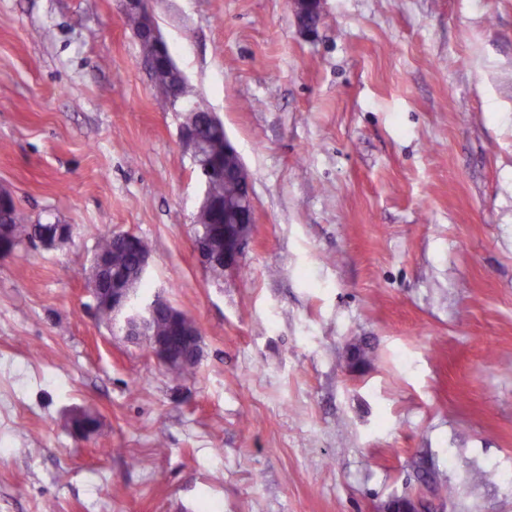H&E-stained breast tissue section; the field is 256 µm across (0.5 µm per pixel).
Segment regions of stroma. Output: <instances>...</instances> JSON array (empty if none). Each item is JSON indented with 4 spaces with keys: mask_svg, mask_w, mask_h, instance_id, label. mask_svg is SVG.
<instances>
[{
    "mask_svg": "<svg viewBox=\"0 0 512 512\" xmlns=\"http://www.w3.org/2000/svg\"><path fill=\"white\" fill-rule=\"evenodd\" d=\"M257 201L238 270L119 0H0V512H512V0H154ZM193 316L174 378L96 316L98 238ZM76 408L98 430L77 440ZM111 456H103V449ZM294 10L299 16L305 33H312L320 24L322 0H294ZM12 203H15L12 194L9 191L0 188V209L1 207L4 209L8 208ZM28 223V216H26L25 213L19 207H17L16 204H13L9 209L3 211L1 210L0 226L2 224L22 225ZM39 225L29 224L22 238L51 248L68 241L73 233V227L70 224H55L51 229H45ZM117 244L130 247L136 253L139 263V277L143 279L150 265L151 252L148 245L139 237L130 233H107L102 235L97 243V252L94 253L89 267L90 277L87 278L89 287L97 300L104 299L102 288H100L102 275L109 268V260L101 252L108 255L112 263L131 273L135 266V255ZM101 251V252H100Z\"/></svg>",
    "mask_w": 512,
    "mask_h": 512,
    "instance_id": "35a3bbf8",
    "label": "stroma"
}]
</instances>
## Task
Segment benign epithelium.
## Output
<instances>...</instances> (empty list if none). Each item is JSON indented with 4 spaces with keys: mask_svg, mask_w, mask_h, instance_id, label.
Wrapping results in <instances>:
<instances>
[{
    "mask_svg": "<svg viewBox=\"0 0 512 512\" xmlns=\"http://www.w3.org/2000/svg\"><path fill=\"white\" fill-rule=\"evenodd\" d=\"M294 10L299 16L304 32L312 33L320 24L322 17V0H293ZM122 14L127 16L137 14L142 18L143 27L135 31L149 67L158 63L166 65L179 78V84L186 85L187 78L177 67L168 43L158 30L152 9V0H121ZM166 100L172 109H180L187 113L185 122L180 127L179 138L183 146L192 153L195 165L203 171L205 179L201 180L202 194L198 211H206L212 205L210 196V177L222 173L235 179L243 189L242 197L237 201L234 211L241 213L242 223L224 225V258L223 264L211 259L206 249L209 233L201 232L194 241L201 264L210 272L215 270L233 271L239 268L244 249L252 237L256 199L252 191L251 174L240 157L235 145L224 132V126L213 113L201 115L191 108L181 94L172 91L166 95ZM73 233L69 224H57L51 229H45L36 224L27 226L22 238L35 241L44 247H55L68 241ZM112 240L133 249L139 263V277H145L151 252L148 245L139 237L130 233H114ZM109 268V260L97 251L94 253L89 267L90 277L87 279L95 299L103 298L100 288L102 275ZM134 296L126 289L115 286L112 288V316L121 317V330L127 336H140L146 342L154 357L167 370L181 372L185 366H198L201 359V331L195 329L188 333L187 350L182 355H176L171 350L169 342L162 336H157L153 323L161 315L168 317L170 322L178 326L190 325L194 319L175 308L160 296L136 309L133 305ZM422 501L411 496H403L388 503L384 512H421Z\"/></svg>",
    "mask_w": 512,
    "mask_h": 512,
    "instance_id": "1",
    "label": "benign epithelium"
}]
</instances>
